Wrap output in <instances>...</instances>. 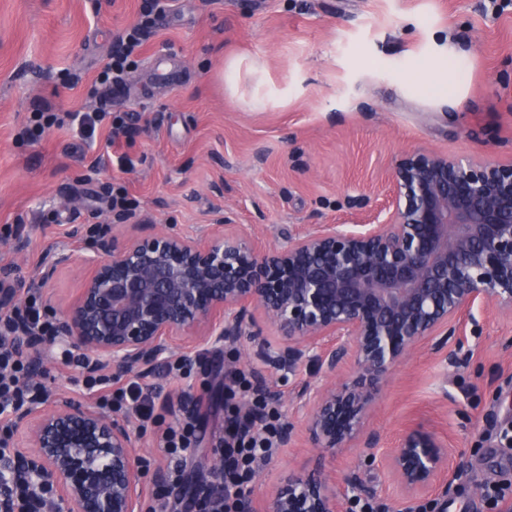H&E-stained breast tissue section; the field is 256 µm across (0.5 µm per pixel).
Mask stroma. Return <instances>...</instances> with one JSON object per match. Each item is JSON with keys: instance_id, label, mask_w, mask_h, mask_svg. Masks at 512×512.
<instances>
[{"instance_id": "obj_1", "label": "stroma", "mask_w": 512, "mask_h": 512, "mask_svg": "<svg viewBox=\"0 0 512 512\" xmlns=\"http://www.w3.org/2000/svg\"><path fill=\"white\" fill-rule=\"evenodd\" d=\"M486 2L173 0L150 21L145 0H0V227L10 228L0 266L17 263V299L36 287L59 309L76 296L95 257L89 230L117 192L149 223L192 238L214 210L231 209L276 246L289 231L357 224L383 209L393 163L407 152L512 161V0L497 14ZM144 22L148 34L121 76L128 97L112 104L125 134L112 139L106 119L80 140L72 113L99 107V73L120 36ZM157 58L176 67L175 85L157 82ZM40 111L56 122L33 141L29 118ZM61 249L70 264L39 286L37 261ZM480 325L457 372L423 348L400 364L373 419L387 448L412 423L447 435L465 463L450 512H490L475 487L512 482V318ZM67 353L52 347L44 390L90 402ZM227 353L207 344L190 377L162 368L155 377L166 421L183 393L197 398L199 442L185 469L197 487L210 479L205 457L224 429L209 384ZM355 456L313 447L303 432L264 479L302 473L337 487Z\"/></svg>"}]
</instances>
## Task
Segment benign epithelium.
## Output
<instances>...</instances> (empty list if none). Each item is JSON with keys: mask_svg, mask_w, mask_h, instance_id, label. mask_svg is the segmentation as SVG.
I'll return each mask as SVG.
<instances>
[{"mask_svg": "<svg viewBox=\"0 0 512 512\" xmlns=\"http://www.w3.org/2000/svg\"><path fill=\"white\" fill-rule=\"evenodd\" d=\"M379 223L345 231L318 224L288 244L264 248L242 232L228 212L216 210V229L198 239L135 224L121 243L113 227L133 219L112 213L96 241L99 259L52 338L19 326L16 344L27 358L29 382L45 371V351L65 343L81 357L87 376L148 378L176 355L201 344L236 346L243 336L252 353L234 355L222 369L244 363L295 373L312 365L332 378L295 383L289 397L306 409L303 428L313 447L365 448L343 483L374 500L387 487L399 512L442 503L463 463L448 465V437L422 425L409 427L395 447L379 451L370 427L383 385L395 367L427 346L449 366L467 361V334H476L475 308L512 315V164L471 161L414 151L395 162L388 205ZM68 261L49 253L37 267L47 283ZM11 456L50 496L51 512H146L147 449L129 416L107 414L64 393L47 394L10 419ZM299 428L281 425L277 447L295 444ZM374 470L381 479L366 481ZM347 512L344 493L295 475L265 486L261 472L240 505L255 512Z\"/></svg>", "mask_w": 512, "mask_h": 512, "instance_id": "7a95c632", "label": "benign epithelium"}]
</instances>
